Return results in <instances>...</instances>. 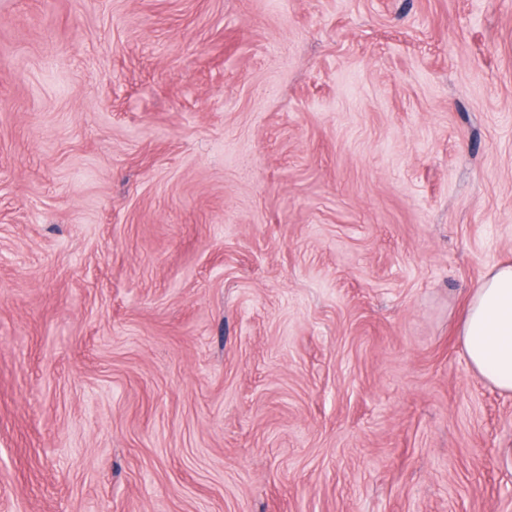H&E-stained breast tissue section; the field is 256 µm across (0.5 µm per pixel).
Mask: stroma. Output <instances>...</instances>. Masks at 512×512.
Returning a JSON list of instances; mask_svg holds the SVG:
<instances>
[{
  "label": "stroma",
  "instance_id": "1",
  "mask_svg": "<svg viewBox=\"0 0 512 512\" xmlns=\"http://www.w3.org/2000/svg\"><path fill=\"white\" fill-rule=\"evenodd\" d=\"M506 259L512 0H0V512H512ZM471 370L512 393V262L493 266L472 291L458 328Z\"/></svg>",
  "mask_w": 512,
  "mask_h": 512
}]
</instances>
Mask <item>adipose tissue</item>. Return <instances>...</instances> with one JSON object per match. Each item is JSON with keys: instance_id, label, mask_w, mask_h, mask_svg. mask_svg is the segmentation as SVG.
Wrapping results in <instances>:
<instances>
[{"instance_id": "adipose-tissue-1", "label": "adipose tissue", "mask_w": 512, "mask_h": 512, "mask_svg": "<svg viewBox=\"0 0 512 512\" xmlns=\"http://www.w3.org/2000/svg\"><path fill=\"white\" fill-rule=\"evenodd\" d=\"M471 370L512 393V262L493 266L472 291L458 328Z\"/></svg>"}]
</instances>
